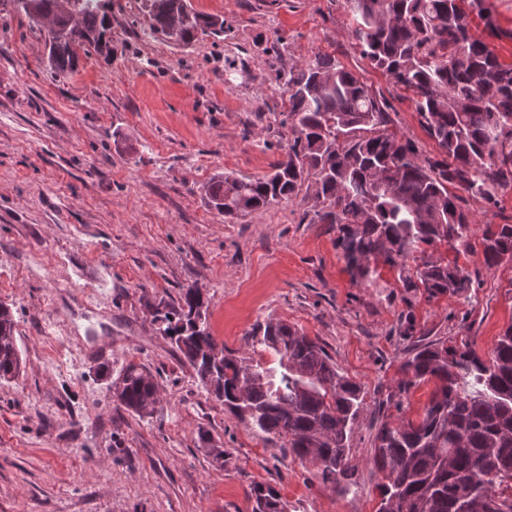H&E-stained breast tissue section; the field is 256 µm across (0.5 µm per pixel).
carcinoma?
I'll return each instance as SVG.
<instances>
[{"label":"carcinoma","mask_w":512,"mask_h":512,"mask_svg":"<svg viewBox=\"0 0 512 512\" xmlns=\"http://www.w3.org/2000/svg\"><path fill=\"white\" fill-rule=\"evenodd\" d=\"M66 0H26L29 19L49 20L48 51L55 73L73 71L78 52L101 43L106 29L98 6L78 2L71 21ZM353 36L371 65L411 92L419 122L438 151L425 155L414 140L389 128V104L336 60L319 55L304 67L279 73L288 93L292 139L288 161L260 178L220 174L203 186L224 217L233 219L298 195L314 178V214L336 225V247L356 283L379 276L377 262L397 270L407 288L428 299L472 286L457 262L427 253L447 245L473 251V213L466 198L494 204L512 188V64L484 38H512L499 27L489 0H347ZM150 33L178 37L224 30V21L196 11L191 0H146ZM459 189L468 197L454 193ZM484 264L512 261V224L487 226ZM207 290L192 285L176 305L156 309L159 331L170 339L207 394L225 410L300 460L311 459L321 478L341 492L356 488L349 439L364 405L360 384L343 374L321 346L283 321L267 320L248 333L251 347L275 365L224 351L208 320ZM23 359L14 318L0 302V380L17 377ZM389 394L402 410L412 388L431 382L423 414L384 422L375 436L373 463L383 474L377 512H512V324L485 359L473 344H430L402 365ZM113 398L146 415L159 397L153 375L125 364ZM252 512H288L271 487L251 490Z\"/></svg>","instance_id":"1"}]
</instances>
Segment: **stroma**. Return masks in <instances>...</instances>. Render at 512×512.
<instances>
[{
	"instance_id": "1",
	"label": "stroma",
	"mask_w": 512,
	"mask_h": 512,
	"mask_svg": "<svg viewBox=\"0 0 512 512\" xmlns=\"http://www.w3.org/2000/svg\"><path fill=\"white\" fill-rule=\"evenodd\" d=\"M224 31L176 45L150 36L145 0H99L106 45L56 75L44 35L0 0V302L10 305L24 367L0 380V512H252L253 486L291 512H376L372 462L402 363L421 345L467 340L489 356L512 324V262L489 269V224H512V189L468 201V292L427 299L382 268L353 282L336 227L297 197L224 219L200 188L214 175L258 178L288 159V96L277 70L335 58L388 102L391 127L427 154L435 143L412 94L361 55L346 0H192ZM208 291V322L236 355L247 333L281 320L317 340L360 383L350 437L356 491L262 437L199 385L152 309L183 288ZM413 334H406L407 324ZM112 344L108 359L86 352ZM145 366L160 400L150 415L112 398L122 364ZM223 446L216 462L198 439Z\"/></svg>"
}]
</instances>
